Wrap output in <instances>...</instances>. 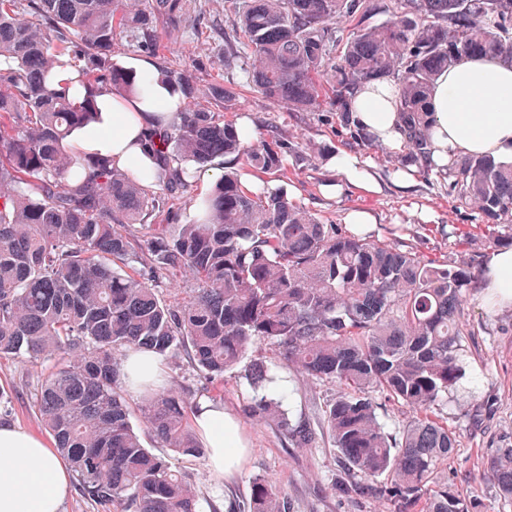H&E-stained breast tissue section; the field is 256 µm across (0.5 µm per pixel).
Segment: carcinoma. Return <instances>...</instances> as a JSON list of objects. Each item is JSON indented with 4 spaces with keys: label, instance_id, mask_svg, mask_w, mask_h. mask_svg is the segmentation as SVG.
I'll list each match as a JSON object with an SVG mask.
<instances>
[{
    "label": "carcinoma",
    "instance_id": "carcinoma-1",
    "mask_svg": "<svg viewBox=\"0 0 512 512\" xmlns=\"http://www.w3.org/2000/svg\"><path fill=\"white\" fill-rule=\"evenodd\" d=\"M184 10L185 0H0V358L55 361L39 414L83 492L112 512H199L185 475L134 429L122 372L133 350L158 358L182 350L195 370L220 381L239 370L253 390L245 416L273 424L290 448L328 442L338 486L354 500L387 512H485L435 483L458 447L435 410L473 335L465 304L476 264L425 260L398 243L355 236L282 190H248L233 171L191 196V170L221 157L263 173L289 157L305 160L278 138L243 146V132L224 119L236 100L228 85L214 91L212 107L194 106L149 131L145 145L159 165L143 179L119 173L110 159L85 156L75 167L67 156V133L89 118L68 75L126 92L128 84H114L125 76L112 62L116 42L151 55L158 25H180ZM375 10L389 19L345 38L330 27ZM240 51L257 58L250 83L265 97L329 113L336 135L359 147L373 142L349 100L365 83L393 82L404 160L429 175L432 85L466 54L512 59V0H244L224 34V52ZM158 68L194 97L193 70L173 60ZM437 177L448 198L482 214L491 240L512 232V165L463 156ZM184 197L196 211L187 224L177 208ZM160 213L170 230L153 235ZM136 260L141 269L130 275L125 267ZM186 267L197 287L170 305L157 281ZM257 345L336 386L316 420L280 409L265 360L250 358ZM388 406L409 412L396 436L381 421ZM191 410L190 397L164 388L139 407L163 447L197 459L205 448ZM483 477L512 505V446L486 456ZM290 509L264 478L238 506Z\"/></svg>",
    "mask_w": 512,
    "mask_h": 512
}]
</instances>
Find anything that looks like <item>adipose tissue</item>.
I'll return each mask as SVG.
<instances>
[{"mask_svg": "<svg viewBox=\"0 0 512 512\" xmlns=\"http://www.w3.org/2000/svg\"><path fill=\"white\" fill-rule=\"evenodd\" d=\"M122 65L136 76L124 101L98 95L94 120L73 128L66 142L73 151L111 158L118 168L138 177L155 168L142 146L145 128L169 124L187 102L171 94L152 64L126 59ZM431 107L432 164L439 167L460 155L512 162V61L460 58L437 77ZM352 111L383 148L401 147L393 85L365 86L353 100ZM483 281L501 303L512 304V248L488 255ZM191 417L208 450L210 470L220 477L236 469L247 448L237 419L213 400L199 401ZM71 479L68 464L46 441L15 424H0V512H61Z\"/></svg>", "mask_w": 512, "mask_h": 512, "instance_id": "ef3b65f1", "label": "adipose tissue"}]
</instances>
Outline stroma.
Segmentation results:
<instances>
[{"instance_id":"1","label":"stroma","mask_w":512,"mask_h":512,"mask_svg":"<svg viewBox=\"0 0 512 512\" xmlns=\"http://www.w3.org/2000/svg\"><path fill=\"white\" fill-rule=\"evenodd\" d=\"M233 19L227 0H190L180 29L162 30L159 54L197 70L201 78L195 98L198 106L209 107L210 85L235 84L237 97L227 119L237 128H252L257 143L277 135L297 143L307 159L288 162L281 171L269 174L238 159L220 158L208 165L206 182L195 183L196 193L205 194L210 183L233 171L250 190H287L290 199L316 213L324 223H343L348 211L365 209L376 219L371 227L373 238L401 242L426 259L447 256L458 262L483 263L492 246L481 228L482 216L469 206L452 202L436 176L420 174L412 188H399L394 180L402 166L399 154L377 146L363 149L342 144L325 113L299 112L253 89L248 82L251 59L228 62L220 39L206 48L198 45L197 28L216 25L227 29ZM337 153L369 162L381 191L358 185L339 196L329 193L328 186L336 182L338 174L327 159ZM466 317L475 334L466 345L462 375L441 406L442 416L449 428L459 433L460 442L453 462L441 471L439 480L461 495L480 500L487 512H500L502 504L493 484L483 478L482 469L490 449L512 444V308L492 300L476 282L467 290ZM263 355L281 381L279 395L290 417L312 418L332 398L331 385L286 368L271 350H264ZM160 365L165 388L193 395L207 389L210 399L223 403L225 411L238 419L249 444L243 467L223 478L211 473L205 459L170 456L172 466L187 477L200 512H231L232 504L249 498L257 478L280 489L293 512H384L382 504H361L337 489L336 458L330 445L288 447L271 425L244 416L242 405L252 391L236 374H226L220 382H206L179 351L162 359ZM52 366L48 359H0V390L6 394L8 422L41 437L46 431L36 400Z\"/></svg>"}]
</instances>
